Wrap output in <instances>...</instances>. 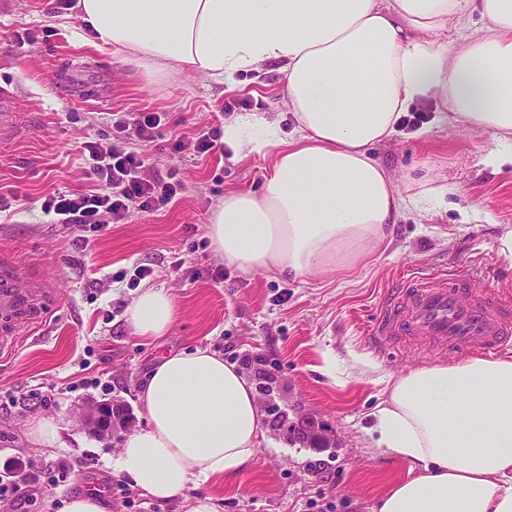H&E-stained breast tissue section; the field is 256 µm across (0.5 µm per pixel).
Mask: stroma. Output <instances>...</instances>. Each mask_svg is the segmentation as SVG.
Instances as JSON below:
<instances>
[{"label": "stroma", "mask_w": 512, "mask_h": 512, "mask_svg": "<svg viewBox=\"0 0 512 512\" xmlns=\"http://www.w3.org/2000/svg\"><path fill=\"white\" fill-rule=\"evenodd\" d=\"M58 0H0V91L13 94L23 134L0 143V192L19 200L0 218V251L51 278L57 299L43 322L21 331L0 357V477L14 463L28 475L22 497L0 512H62L88 483L107 486L112 512H186L183 499L154 501L113 476L110 463L129 430L144 428L137 392L154 359L172 349L210 348L253 382L268 441L231 479L202 485L219 512H374L408 467L375 447L372 412L383 380L450 364L445 355L376 350L367 330L403 273L479 271L477 287L512 291V268L496 240L512 226V166L486 167L488 131H465L438 118L433 97L417 102L407 126L374 150L400 191L447 185L427 213H405L391 240L366 261L325 275L276 276L226 263L207 228L225 195L260 192L269 155L232 150L199 154L189 145L241 113L261 112L290 129L277 64L219 87L193 71L148 74L93 46L76 10ZM116 112H155L153 139L116 133ZM424 136H417L418 128ZM132 147L153 176L180 184L171 202L134 210L81 249L80 227L51 223L41 205L57 193L92 189L84 143ZM185 142V150L174 147ZM152 274L137 279L138 266ZM172 295L178 316L158 340L136 337L129 310L143 288ZM116 400L128 429L98 439L81 414ZM40 415L59 428L58 448L31 442ZM310 421L320 442L288 428Z\"/></svg>", "instance_id": "1"}]
</instances>
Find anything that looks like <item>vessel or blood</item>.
<instances>
[{
    "label": "vessel or blood",
    "mask_w": 512,
    "mask_h": 512,
    "mask_svg": "<svg viewBox=\"0 0 512 512\" xmlns=\"http://www.w3.org/2000/svg\"><path fill=\"white\" fill-rule=\"evenodd\" d=\"M19 129L14 102L0 93V140ZM54 283L28 274L12 256L0 254V354L12 352L21 326L42 320L54 301ZM369 334L376 344L411 339L427 347L492 358L512 345V295L478 288L470 275L430 274L403 278L384 303Z\"/></svg>",
    "instance_id": "b4317fda"
}]
</instances>
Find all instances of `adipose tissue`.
<instances>
[{"instance_id": "1", "label": "adipose tissue", "mask_w": 512, "mask_h": 512, "mask_svg": "<svg viewBox=\"0 0 512 512\" xmlns=\"http://www.w3.org/2000/svg\"><path fill=\"white\" fill-rule=\"evenodd\" d=\"M101 46L153 73L191 70L215 84L275 62L291 130L255 112L224 127L236 154L267 153L261 192L231 193L208 235L246 271L332 275L386 244L388 227L443 188L398 190L373 147L421 98L449 125L491 131L485 157L512 164V0H76ZM480 17L463 45L450 23ZM177 318L164 289H143L134 334L158 339ZM375 443L407 464L377 512H512V357L471 358L387 379ZM146 428L112 462L142 496L166 501L234 477L265 441L253 385L204 347L164 354L138 392Z\"/></svg>"}]
</instances>
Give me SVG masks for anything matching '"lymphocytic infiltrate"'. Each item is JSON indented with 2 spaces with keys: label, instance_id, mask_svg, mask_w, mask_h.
I'll return each mask as SVG.
<instances>
[{
  "label": "lymphocytic infiltrate",
  "instance_id": "1",
  "mask_svg": "<svg viewBox=\"0 0 512 512\" xmlns=\"http://www.w3.org/2000/svg\"><path fill=\"white\" fill-rule=\"evenodd\" d=\"M88 153V179L102 185V192L67 193L50 196L42 209L57 224H75L82 228L78 243L87 248L91 234L106 230L109 222L121 221L131 207L148 209L168 203L176 195V187L143 176L145 161L139 152L103 149L93 142L85 143Z\"/></svg>",
  "mask_w": 512,
  "mask_h": 512
}]
</instances>
